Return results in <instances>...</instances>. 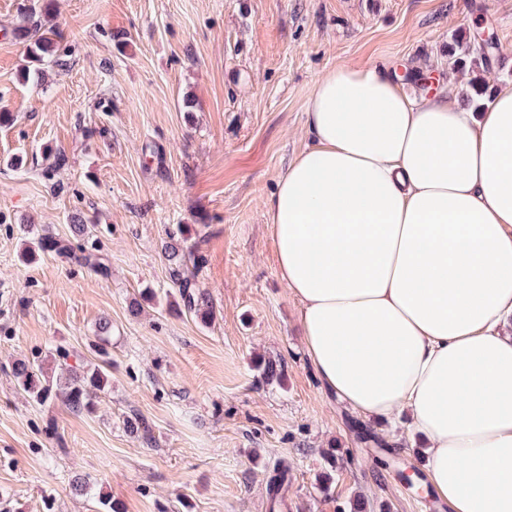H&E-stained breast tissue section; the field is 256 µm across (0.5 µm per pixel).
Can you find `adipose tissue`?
Segmentation results:
<instances>
[{
	"label": "adipose tissue",
	"instance_id": "adipose-tissue-1",
	"mask_svg": "<svg viewBox=\"0 0 512 512\" xmlns=\"http://www.w3.org/2000/svg\"><path fill=\"white\" fill-rule=\"evenodd\" d=\"M267 203L303 351L357 415L408 414L434 496L512 512V83L484 111L339 65Z\"/></svg>",
	"mask_w": 512,
	"mask_h": 512
}]
</instances>
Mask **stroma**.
Wrapping results in <instances>:
<instances>
[{"instance_id": "stroma-1", "label": "stroma", "mask_w": 512, "mask_h": 512, "mask_svg": "<svg viewBox=\"0 0 512 512\" xmlns=\"http://www.w3.org/2000/svg\"><path fill=\"white\" fill-rule=\"evenodd\" d=\"M31 2L0 0V110L14 115L0 126V512H99L77 477L125 512H339L360 495L369 512H450L400 478L425 469L418 438L382 422L386 447L362 442L323 390L265 203L309 142L307 98L328 69L381 61L458 85L444 54L481 27L499 38L491 84L512 81V0H55L42 22L60 32L63 63L26 84L12 31ZM74 215L96 225L98 247L22 261L24 225L67 240ZM183 224L207 257L206 327L162 303L129 313L143 289L169 288L161 245ZM104 317L112 369L94 412L18 391L15 360H43L53 378L57 350L94 363ZM262 357L284 361L283 385L258 382ZM133 415L151 443L126 433ZM327 448L347 456L325 495Z\"/></svg>"}]
</instances>
